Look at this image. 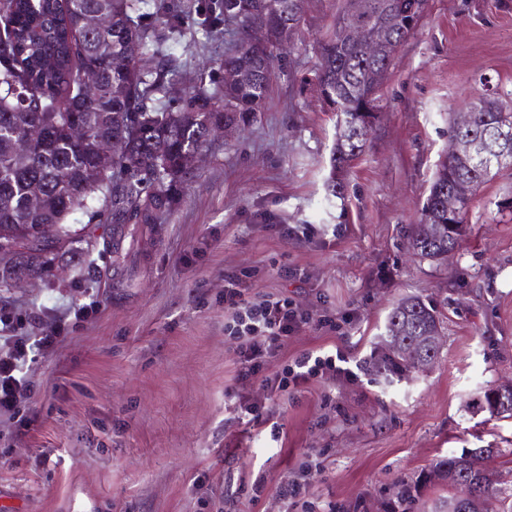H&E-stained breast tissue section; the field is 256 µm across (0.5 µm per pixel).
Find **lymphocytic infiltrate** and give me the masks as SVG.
I'll use <instances>...</instances> for the list:
<instances>
[{"mask_svg":"<svg viewBox=\"0 0 512 512\" xmlns=\"http://www.w3.org/2000/svg\"><path fill=\"white\" fill-rule=\"evenodd\" d=\"M259 269L224 276V332L236 342L234 360L242 378L260 379L267 400L301 390L325 376H349V369L336 363L332 353H304L292 363L273 367L272 362L288 346V341L308 324L318 328L334 327L333 317L297 311L283 294L247 295L242 283L259 277ZM95 303H87L55 315L49 330L40 337L30 336L31 326L45 322L35 312H0V414L18 415L21 398L30 393L32 382L28 363L35 353L50 354L69 330L70 321L95 312Z\"/></svg>","mask_w":512,"mask_h":512,"instance_id":"lymphocytic-infiltrate-1","label":"lymphocytic infiltrate"}]
</instances>
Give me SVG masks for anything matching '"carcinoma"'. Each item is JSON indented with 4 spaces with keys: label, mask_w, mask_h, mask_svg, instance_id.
<instances>
[{
    "label": "carcinoma",
    "mask_w": 512,
    "mask_h": 512,
    "mask_svg": "<svg viewBox=\"0 0 512 512\" xmlns=\"http://www.w3.org/2000/svg\"><path fill=\"white\" fill-rule=\"evenodd\" d=\"M394 2L387 32L401 46L414 32L426 0H349L368 17H378ZM300 0H214L204 13V35L221 24L239 23L240 38L220 63L223 83L208 88L190 78L162 47L182 38L186 10L168 0H0V287L41 278L80 238L70 216L102 203L111 216L112 248L118 249L127 224H155L172 205V189L195 169L210 146L209 128L228 133L252 121L263 103L280 61L277 47L292 41L288 20ZM149 15L154 24H143ZM316 84L337 105L332 171L343 173L363 153L373 129L369 90L381 88L389 60L373 61L333 28L319 46ZM94 70L99 93L85 100L82 75ZM88 129L82 142L72 140L75 124ZM509 133L512 111L488 98L470 113L467 124L455 121L452 138H482ZM117 145L115 154L98 153L100 142ZM512 154H483L467 160L445 156L438 165L420 222L409 248L421 259L440 264L448 245L466 236L464 216L474 197L460 200L448 214L442 196L459 181L479 189L504 170ZM442 331L437 308L419 296L401 298L388 314L383 343L371 355L372 375L385 379L431 369L439 351L428 344ZM415 345L419 356L408 361L394 346ZM498 388L477 395L479 408L512 419V403L499 401ZM468 448L443 457L414 489L398 492L403 512H418L423 492L448 489L442 501L454 508L457 484L476 492L471 512H489L495 475L474 467Z\"/></svg>",
    "instance_id": "1"
}]
</instances>
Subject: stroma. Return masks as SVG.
Segmentation results:
<instances>
[{
	"mask_svg": "<svg viewBox=\"0 0 512 512\" xmlns=\"http://www.w3.org/2000/svg\"><path fill=\"white\" fill-rule=\"evenodd\" d=\"M342 0H309L256 120L218 141L156 224H132L120 254L106 214L75 213L100 244L64 274L0 287V306L63 311L97 301L28 374L31 422L0 415V512H396V493L437 459L495 448L494 512H512V419L474 407L512 378V170L485 183L469 232L442 265L408 248L448 121L494 95L512 102V0H428L381 91L382 112L342 197L326 182L336 117L316 94L318 46ZM234 31L185 25L177 64L220 81ZM276 224H310L283 241ZM259 265L250 293H283L307 325L281 358L335 352L350 378L325 377L273 405L281 427L238 422L239 378L224 334V275ZM293 275L284 278L282 268ZM437 305L444 342L428 371L374 382L364 363L402 297ZM264 481L260 499L251 487ZM298 496L284 499L282 486Z\"/></svg>",
	"mask_w": 512,
	"mask_h": 512,
	"instance_id": "obj_1",
	"label": "stroma"
}]
</instances>
